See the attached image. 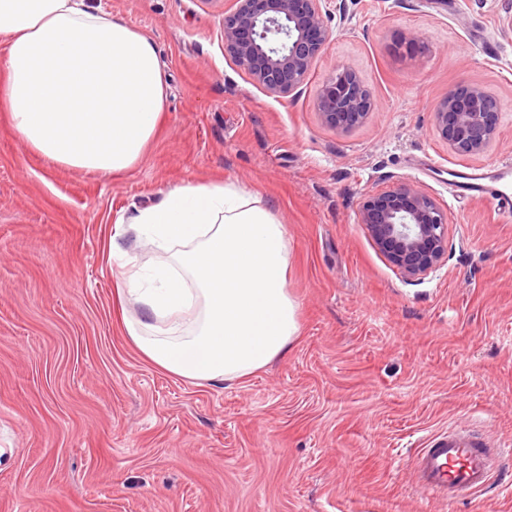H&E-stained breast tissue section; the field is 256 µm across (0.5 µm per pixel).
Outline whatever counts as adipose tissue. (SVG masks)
<instances>
[{
    "label": "adipose tissue",
    "instance_id": "ef3b65f1",
    "mask_svg": "<svg viewBox=\"0 0 512 512\" xmlns=\"http://www.w3.org/2000/svg\"><path fill=\"white\" fill-rule=\"evenodd\" d=\"M154 41L88 0H0V111L50 165L102 178L134 169L166 108ZM164 262L126 275L143 358L198 383L244 378L298 338L284 224L233 182L170 189L130 221Z\"/></svg>",
    "mask_w": 512,
    "mask_h": 512
}]
</instances>
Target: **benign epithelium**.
Wrapping results in <instances>:
<instances>
[{
  "label": "benign epithelium",
  "mask_w": 512,
  "mask_h": 512,
  "mask_svg": "<svg viewBox=\"0 0 512 512\" xmlns=\"http://www.w3.org/2000/svg\"><path fill=\"white\" fill-rule=\"evenodd\" d=\"M234 2L224 13V52L267 93L297 91L331 36L323 0ZM316 107L325 125L348 130L364 122L373 100L357 72L343 68L323 84ZM497 121V100L478 86L448 90L433 109L436 132L463 156L492 147ZM357 221L407 280H421L448 262V213L413 183L365 195Z\"/></svg>",
  "instance_id": "7a95c632"
}]
</instances>
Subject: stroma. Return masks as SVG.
I'll return each instance as SVG.
<instances>
[{
  "label": "stroma",
  "instance_id": "1",
  "mask_svg": "<svg viewBox=\"0 0 512 512\" xmlns=\"http://www.w3.org/2000/svg\"><path fill=\"white\" fill-rule=\"evenodd\" d=\"M342 2L301 92L276 97L224 52L234 0H93L166 72L164 120L123 175L48 167L0 116V512H512V458L453 505L412 476L448 431L512 441V212L448 190L449 169L512 162V0ZM343 67L374 101L348 131L316 108ZM466 85L500 104L479 156L433 126ZM209 181L281 219L301 331L266 369L200 385L132 344L115 286L162 255L116 222ZM397 182L448 213V262L418 282L357 222Z\"/></svg>",
  "mask_w": 512,
  "mask_h": 512
}]
</instances>
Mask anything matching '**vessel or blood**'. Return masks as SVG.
<instances>
[{"instance_id":"vessel-or-blood-1","label":"vessel or blood","mask_w":512,"mask_h":512,"mask_svg":"<svg viewBox=\"0 0 512 512\" xmlns=\"http://www.w3.org/2000/svg\"><path fill=\"white\" fill-rule=\"evenodd\" d=\"M511 176L512 165L508 163L491 172H460L454 180V192L459 198L484 200L511 211L512 195L500 188L501 181ZM504 453L503 445L452 431L439 437L432 447L422 449L415 471L423 489L453 504L462 496L483 490L489 482L494 457Z\"/></svg>"}]
</instances>
